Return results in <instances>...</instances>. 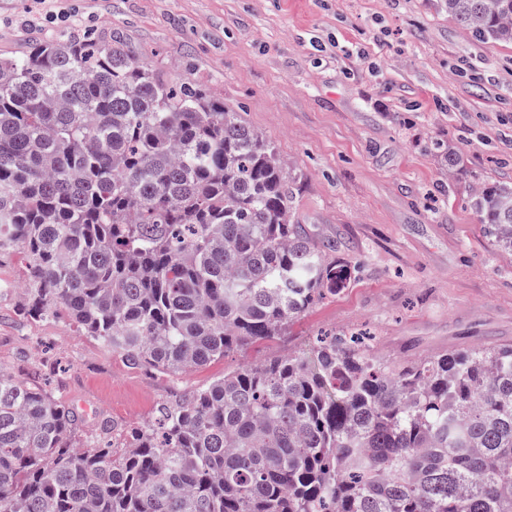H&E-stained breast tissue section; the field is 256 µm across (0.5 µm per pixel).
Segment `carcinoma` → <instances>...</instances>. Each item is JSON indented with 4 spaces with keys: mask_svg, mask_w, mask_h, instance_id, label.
<instances>
[{
    "mask_svg": "<svg viewBox=\"0 0 512 512\" xmlns=\"http://www.w3.org/2000/svg\"><path fill=\"white\" fill-rule=\"evenodd\" d=\"M512 42V0H441ZM271 143L74 33L0 57V254L20 310L63 312L135 368L187 374L273 340L347 284ZM477 208L512 250V187ZM160 404L119 448L0 366V512H512V347L390 364L343 336Z\"/></svg>",
    "mask_w": 512,
    "mask_h": 512,
    "instance_id": "obj_1",
    "label": "carcinoma"
}]
</instances>
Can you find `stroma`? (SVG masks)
Returning a JSON list of instances; mask_svg holds the SVG:
<instances>
[{"label": "stroma", "instance_id": "stroma-1", "mask_svg": "<svg viewBox=\"0 0 512 512\" xmlns=\"http://www.w3.org/2000/svg\"><path fill=\"white\" fill-rule=\"evenodd\" d=\"M76 30L123 42L271 141L301 223L350 271L285 336L176 378L131 367L66 315L20 316V262L0 256V365L46 369L85 434L106 421L120 445L172 395L309 355L325 334L373 336L388 362L512 346V251L476 207L483 187L512 186V43L466 34L437 0H0L1 57Z\"/></svg>", "mask_w": 512, "mask_h": 512}]
</instances>
